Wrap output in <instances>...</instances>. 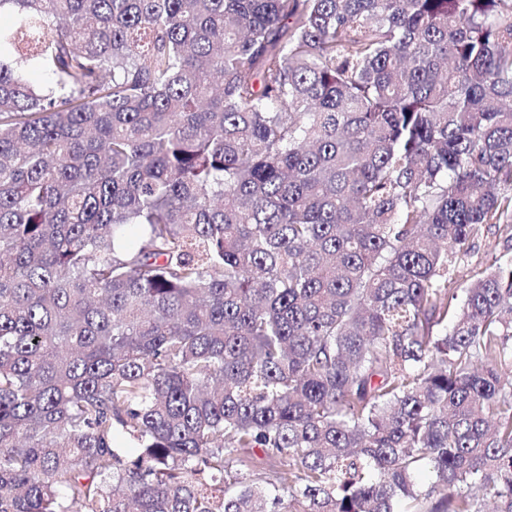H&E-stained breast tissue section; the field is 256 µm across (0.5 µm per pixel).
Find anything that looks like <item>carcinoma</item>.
<instances>
[{"label": "carcinoma", "instance_id": "cac0c4a2", "mask_svg": "<svg viewBox=\"0 0 512 512\" xmlns=\"http://www.w3.org/2000/svg\"><path fill=\"white\" fill-rule=\"evenodd\" d=\"M6 7L0 512H512V0ZM492 256H512V226L505 224H488L470 241L469 253L459 263L458 279L461 288L468 278L469 272L476 268H485L491 262Z\"/></svg>", "mask_w": 512, "mask_h": 512}]
</instances>
